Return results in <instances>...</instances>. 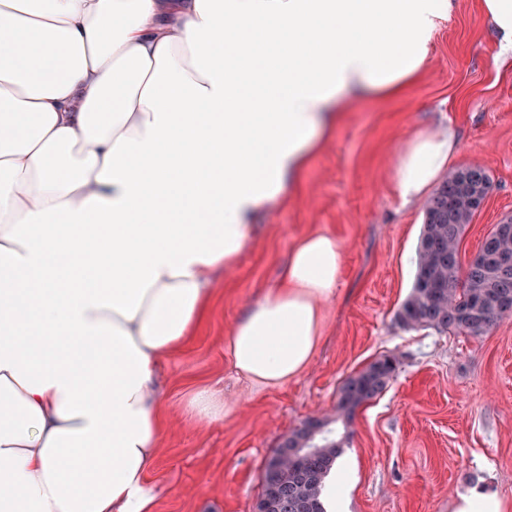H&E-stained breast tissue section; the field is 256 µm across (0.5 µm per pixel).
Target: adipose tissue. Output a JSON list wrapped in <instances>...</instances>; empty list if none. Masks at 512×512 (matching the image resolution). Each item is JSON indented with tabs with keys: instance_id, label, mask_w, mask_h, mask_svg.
Returning a JSON list of instances; mask_svg holds the SVG:
<instances>
[{
	"instance_id": "obj_1",
	"label": "adipose tissue",
	"mask_w": 512,
	"mask_h": 512,
	"mask_svg": "<svg viewBox=\"0 0 512 512\" xmlns=\"http://www.w3.org/2000/svg\"><path fill=\"white\" fill-rule=\"evenodd\" d=\"M456 0H0V512H150L160 360L343 102L397 98ZM512 68V0H480ZM454 129L395 165L422 202ZM343 261L316 232L237 322L235 369L309 363Z\"/></svg>"
}]
</instances>
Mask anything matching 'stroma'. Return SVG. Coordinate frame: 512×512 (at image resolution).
<instances>
[{
	"label": "stroma",
	"mask_w": 512,
	"mask_h": 512,
	"mask_svg": "<svg viewBox=\"0 0 512 512\" xmlns=\"http://www.w3.org/2000/svg\"><path fill=\"white\" fill-rule=\"evenodd\" d=\"M497 53L478 0H457L428 69L400 98L345 105L300 190L258 217L239 262L215 281L208 319L162 361L155 391L167 429L146 478L152 512H254L271 451L332 412L342 381L387 353L399 358L394 380L349 426L348 512H453L458 494L472 489L512 503V318L479 337L406 329L396 319L424 218L422 205H402L394 192L407 138L454 126L464 141L459 166L492 176L462 259L512 216V72L499 68ZM313 231L336 237L344 254L335 291L321 303L318 343L297 376L253 383L233 365L232 330ZM200 387L213 391L223 417L200 422L188 413Z\"/></svg>",
	"instance_id": "1"
}]
</instances>
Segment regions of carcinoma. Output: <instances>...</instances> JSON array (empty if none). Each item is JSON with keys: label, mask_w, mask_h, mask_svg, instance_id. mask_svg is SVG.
Here are the masks:
<instances>
[{"label": "carcinoma", "mask_w": 512, "mask_h": 512, "mask_svg": "<svg viewBox=\"0 0 512 512\" xmlns=\"http://www.w3.org/2000/svg\"><path fill=\"white\" fill-rule=\"evenodd\" d=\"M492 188L489 172L476 165L451 172L424 205L415 280L396 313L405 328L478 337L512 317V268L500 270L483 257L462 262L460 244L476 212L478 196ZM398 357L384 354L349 375L337 393L334 413L312 418L269 456L276 470L263 480L264 497L293 492L299 506L278 512H325V479L349 443L335 424L349 425L357 410L394 378Z\"/></svg>", "instance_id": "obj_1"}]
</instances>
